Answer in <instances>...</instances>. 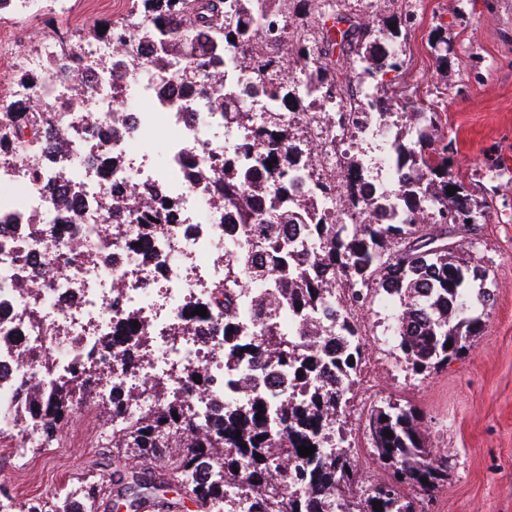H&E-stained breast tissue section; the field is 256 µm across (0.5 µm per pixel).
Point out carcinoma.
<instances>
[{
    "label": "carcinoma",
    "mask_w": 512,
    "mask_h": 512,
    "mask_svg": "<svg viewBox=\"0 0 512 512\" xmlns=\"http://www.w3.org/2000/svg\"><path fill=\"white\" fill-rule=\"evenodd\" d=\"M123 22L137 37L157 44V54L143 60L135 42H117L121 58L114 63L112 106L116 111L140 108L130 92L138 79L154 86L168 71L191 95L208 99L224 110V131L243 132L216 171H199L198 182L220 186L218 196L202 206L224 209V286L216 287L211 310L224 321V371L231 372L245 356L265 357L288 374L295 391L272 405L257 391L259 376L240 374L226 380L224 413L197 417L194 399L157 384L156 407L112 422V464L128 457L148 463L140 479L150 494L161 497L164 512H178L179 502L166 498L171 488L193 499L205 512H417L416 502L392 495L390 485L408 486L430 495L448 480V458L435 459L422 437L419 415L412 406H375L364 430L391 483L356 496L359 472L343 414L362 364L363 343L354 318L340 308L332 320H321L327 298L342 297L364 308L376 296L399 300L393 336L404 361L416 373L459 357L466 341L480 335L483 320L474 308H487L493 294L472 281L482 273L456 259L463 242L479 224L437 232L433 224H451L467 210L481 217L477 203L448 166V144L436 133L437 113L413 107L404 99L398 121L389 118L385 90L365 85L401 68L394 50L401 28L385 24L372 33L370 24L336 13L345 30L326 31L325 45L307 42L293 51L300 65L294 81L280 78V47L286 26L272 0H131ZM267 16L263 32L266 54L253 52L252 22L258 11ZM351 61L340 73L334 55ZM75 43L60 37L59 58L51 61L52 78L69 75ZM269 107L252 111L255 100ZM326 103L330 126L365 134L361 116L395 128L389 156L395 189L386 191L369 181L359 159H347L345 205L362 210L363 221L346 224L336 207V180L317 174L320 161L293 133V115L312 116L311 106ZM272 165H267V162ZM457 188L454 195L447 187ZM129 203L144 232L126 240V249L140 252L146 235L170 223L172 207L131 191ZM75 215L47 211L31 222L73 223ZM400 244L391 252L389 245ZM248 297L241 305L238 297ZM133 342L121 361L141 362L137 349L148 339L146 324L129 318ZM451 348H446V344ZM88 367L77 363L70 374L40 395L29 397L27 415L49 433L60 431L73 413V380ZM134 393L112 388V417L123 411ZM241 437H236V432ZM393 436H387V433ZM314 447L302 457L298 447ZM427 479L422 483L421 479ZM101 493L92 486L83 496L65 493L53 503L28 501L27 512H98Z\"/></svg>",
    "instance_id": "obj_1"
}]
</instances>
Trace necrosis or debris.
Here are the masks:
<instances>
[{
    "instance_id": "obj_1",
    "label": "necrosis or debris",
    "mask_w": 512,
    "mask_h": 512,
    "mask_svg": "<svg viewBox=\"0 0 512 512\" xmlns=\"http://www.w3.org/2000/svg\"><path fill=\"white\" fill-rule=\"evenodd\" d=\"M115 41L103 32L82 49L71 78L46 79L51 42L21 58L0 55V69H22L27 82L0 84V222L12 224L24 214L44 212L64 204L81 213L77 224H49L32 238L14 241L0 232V438L9 442L13 455L27 458L33 448H52L58 435L46 434L23 419L24 396L29 388H49L51 380L26 361L33 349L61 355L67 361L96 365L111 361L112 382L137 391L127 407L135 415L152 409L156 395L151 381L171 390L187 387L186 377L205 371L210 389L202 408L212 413L224 409V360L220 355L224 325L215 314L197 311L224 280V253L214 243L224 234L222 211L202 215L198 208L205 186L191 185L188 171L223 158L213 144L224 127V115L205 109L203 99L188 95L177 77H169L165 96L144 93L146 107L123 113L120 122H105L103 100L112 90L110 69L98 60L112 57ZM40 85L44 103L59 105L83 93L85 110L62 113L60 124L79 123L82 137L62 141L56 131L31 127L39 144L35 158L21 157L14 148L15 131L29 125L34 106L32 85ZM167 134L170 163L159 167L142 144L149 133ZM122 153V166L107 165L104 150ZM80 159L84 192L76 193L58 173L66 154ZM39 164L41 183H33L28 169ZM154 186L161 198L178 203L172 223L158 228L143 255L134 257L112 244L104 227L105 213L98 207L100 194L131 186ZM27 279L23 288L6 285V273L18 268V256ZM150 313L153 341L140 366L122 364L115 343L116 326L131 313Z\"/></svg>"
}]
</instances>
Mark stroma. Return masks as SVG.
Wrapping results in <instances>:
<instances>
[{
  "label": "stroma",
  "instance_id": "1",
  "mask_svg": "<svg viewBox=\"0 0 512 512\" xmlns=\"http://www.w3.org/2000/svg\"><path fill=\"white\" fill-rule=\"evenodd\" d=\"M349 17L382 23L403 20L401 70L386 74L388 91H407L416 107L437 112L449 144L452 172L484 207L480 231L459 258L484 273L496 300L479 336L447 365L417 375L408 370L388 330L394 305L377 300L360 314L363 366L372 390L357 389L346 426L367 470L366 486L387 482L364 433L365 416L386 403L413 406L433 450L451 459L448 481L423 512H512V0H339ZM322 0H276L292 49L320 21ZM114 0H77L71 22L45 15L39 26L19 16L0 26V48L37 50L55 31L83 35L88 23L126 15ZM92 427L71 431L61 447L30 449L17 461L0 446V474L16 508L33 497L52 499L83 481L110 484L111 467Z\"/></svg>",
  "mask_w": 512,
  "mask_h": 512
}]
</instances>
